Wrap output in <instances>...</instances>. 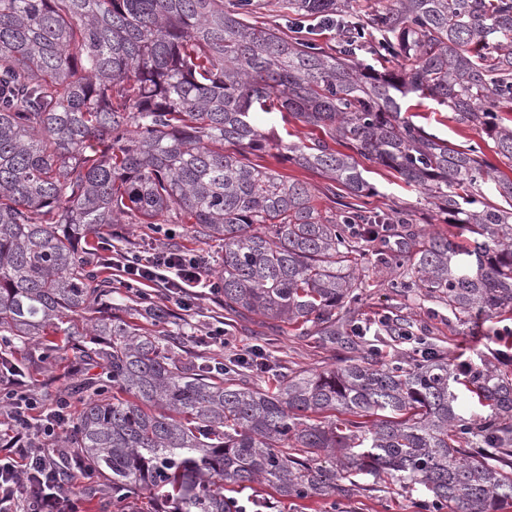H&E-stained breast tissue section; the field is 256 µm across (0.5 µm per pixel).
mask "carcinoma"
I'll list each match as a JSON object with an SVG mask.
<instances>
[{
    "label": "carcinoma",
    "instance_id": "1",
    "mask_svg": "<svg viewBox=\"0 0 512 512\" xmlns=\"http://www.w3.org/2000/svg\"><path fill=\"white\" fill-rule=\"evenodd\" d=\"M280 6L345 17L337 45L248 24L261 0H0V333L21 344L89 335L72 343L87 366L75 385L84 400L62 444L117 501L147 490L172 512H260L271 501L224 491L260 484L328 501L351 495L342 480L355 474L422 490L428 512H503L507 348L457 373L441 354L404 368L369 349L264 387L246 383L241 361L183 360L180 323L140 328L118 306L87 333L72 326L112 295L90 236L106 224H188L222 245L224 309L349 343L360 244L398 233L409 214L337 213L314 186L252 163L271 142L259 111L309 129L288 159L327 178V200L375 191L354 151L421 189L448 225L468 226L466 245L423 233L410 259L418 287L478 334L484 318L512 314V178L426 133L401 103L437 101L512 161V0ZM388 55L398 69L376 70ZM455 383L490 415L463 419Z\"/></svg>",
    "mask_w": 512,
    "mask_h": 512
}]
</instances>
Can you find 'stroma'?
<instances>
[{
    "label": "stroma",
    "mask_w": 512,
    "mask_h": 512,
    "mask_svg": "<svg viewBox=\"0 0 512 512\" xmlns=\"http://www.w3.org/2000/svg\"><path fill=\"white\" fill-rule=\"evenodd\" d=\"M402 113L427 133L461 147L475 148L502 172L512 171V162L495 154L492 140L482 131L458 124L451 111L430 98L416 94L402 101ZM357 162L371 182L376 193L367 198L368 208L389 211L392 208L409 210L413 222L409 235L400 236L398 243L389 244L387 252L397 253L413 246V237L422 229H443L444 223L433 212L425 196L411 185L398 179L383 166L367 157ZM102 236L114 253L147 249L148 246L181 245L184 248L208 254L220 253L219 243L194 240L187 225H170L168 233L158 232L149 224H114L104 229ZM393 273L376 262L374 252H367L360 268L359 302L356 316L359 322H373L389 317L387 327L381 328L375 341L379 359L409 365L416 359L417 341H426L437 352L443 353L452 364L460 365L489 356L490 343L472 336L471 324L449 312L438 298L426 295L421 288H396ZM183 323L192 331L185 341L186 356L194 364L204 365L246 353L255 345H262L273 361L278 374L290 375L302 370L322 372L341 367L351 357L348 349L323 344L319 337L303 335L294 326L280 324L271 328L263 325L260 317H239L224 309L217 296L205 295L196 300L192 310L182 313ZM224 325L229 342L225 346L204 343L203 337L212 326ZM66 336L59 335L53 345L29 343L13 344L11 350L21 364L30 393L37 401L30 415L34 425L66 410L77 417L81 409L79 395L71 387L78 374L75 362L66 348ZM96 477H88L76 489L79 512H156L157 502L149 493H141L136 502L115 503L111 495H92ZM273 512H420L417 498L405 493L395 482L376 484L364 478L353 495L334 502L291 501L274 507Z\"/></svg>",
    "instance_id": "35a3bbf8"
}]
</instances>
